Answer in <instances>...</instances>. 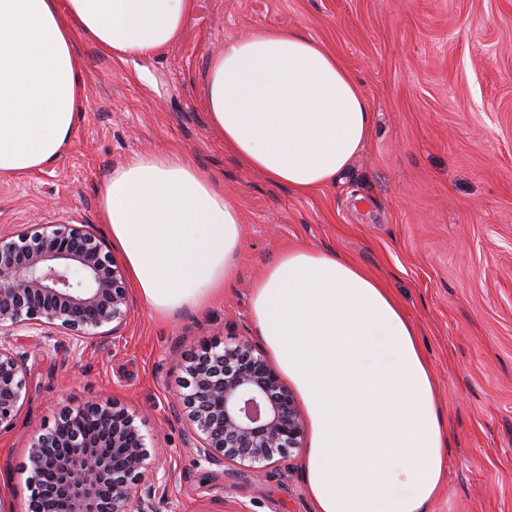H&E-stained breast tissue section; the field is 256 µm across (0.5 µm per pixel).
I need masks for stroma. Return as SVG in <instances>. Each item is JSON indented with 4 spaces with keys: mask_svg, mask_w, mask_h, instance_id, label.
Wrapping results in <instances>:
<instances>
[{
    "mask_svg": "<svg viewBox=\"0 0 512 512\" xmlns=\"http://www.w3.org/2000/svg\"><path fill=\"white\" fill-rule=\"evenodd\" d=\"M259 25L317 40L350 70L373 122L343 182L300 193L225 150L205 110L226 39ZM88 106L50 167L0 178V232L83 224L135 153L180 152L239 211L224 295L167 317L133 296L120 335L30 350L24 404L0 429V498L28 512V448L61 410L95 399L134 415L157 451L142 487L156 512H314L302 449L260 481L196 464L177 417L180 361L207 345L261 347L254 281L284 249L364 267L409 314L430 363L447 465L427 512H512V0H195L179 40L124 62L76 38Z\"/></svg>",
    "mask_w": 512,
    "mask_h": 512,
    "instance_id": "35a3bbf8",
    "label": "stroma"
}]
</instances>
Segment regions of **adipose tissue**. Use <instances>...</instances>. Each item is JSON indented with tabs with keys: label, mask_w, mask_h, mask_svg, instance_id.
<instances>
[{
	"label": "adipose tissue",
	"mask_w": 512,
	"mask_h": 512,
	"mask_svg": "<svg viewBox=\"0 0 512 512\" xmlns=\"http://www.w3.org/2000/svg\"><path fill=\"white\" fill-rule=\"evenodd\" d=\"M194 0H0V177L51 166L87 107L83 34L119 59L173 45ZM211 129L242 164L308 193L364 146L368 104L345 66L297 31L230 38L207 70ZM100 214L152 311L207 304L241 248V217L181 153L135 154ZM249 315L303 403L315 512H426L446 467L431 367L389 288L350 259L295 247L258 279Z\"/></svg>",
	"instance_id": "obj_1"
}]
</instances>
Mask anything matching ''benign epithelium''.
Here are the masks:
<instances>
[{
  "label": "benign epithelium",
  "mask_w": 512,
  "mask_h": 512,
  "mask_svg": "<svg viewBox=\"0 0 512 512\" xmlns=\"http://www.w3.org/2000/svg\"><path fill=\"white\" fill-rule=\"evenodd\" d=\"M132 305L125 274L105 243L76 224H55L17 238L0 235V426L12 424L26 389L19 327H50L81 340L127 324ZM193 376L182 397L198 462L239 465L257 477L302 447L303 415L295 394L263 354L245 344L207 347L186 361ZM112 449V457L100 448ZM49 448L61 452L50 454ZM38 469L33 498L64 496L65 512H155L139 490L150 450L134 417L109 402L65 410L29 450Z\"/></svg>",
  "instance_id": "1"
}]
</instances>
